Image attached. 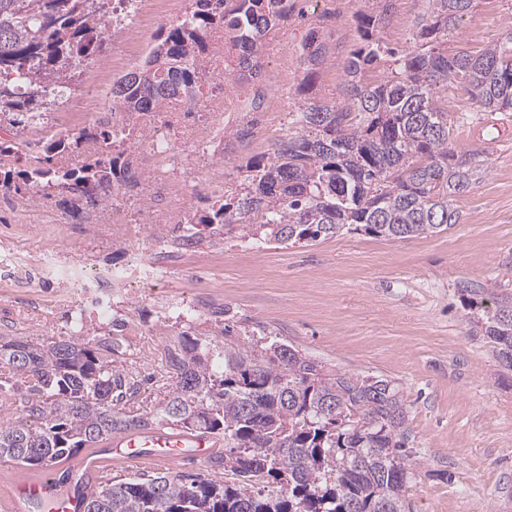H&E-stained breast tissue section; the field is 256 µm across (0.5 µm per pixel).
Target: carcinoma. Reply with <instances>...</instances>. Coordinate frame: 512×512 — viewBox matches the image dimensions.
<instances>
[{
    "label": "carcinoma",
    "mask_w": 512,
    "mask_h": 512,
    "mask_svg": "<svg viewBox=\"0 0 512 512\" xmlns=\"http://www.w3.org/2000/svg\"><path fill=\"white\" fill-rule=\"evenodd\" d=\"M106 0H0V124L22 136L70 89L74 70L120 33L125 18H106ZM475 0H431L419 44L394 57L392 75L365 85L358 74L384 54L375 24L362 18L363 44L346 68L359 120L327 103L302 112L303 133L247 167L244 186L209 215L186 218L195 229L236 227L243 238L296 244L344 230L407 239L459 223L455 198L486 172L481 152L450 147L454 113L439 106L438 85L455 81L485 112H512V33L473 53L448 54L437 38ZM288 18V0H195L156 37L144 65L112 82V104L135 128L144 112L194 100L202 88L208 36H228L229 71L258 75L263 37ZM104 153L77 169L54 156L83 136L52 141L16 177L46 197L54 190L110 186L127 175L112 129L93 134ZM512 297L468 317L512 371ZM113 345L82 330L52 341L0 337V388L14 378L31 396L24 414L0 422V457L20 466H57L82 448L128 430L159 425L224 439L216 463L232 480L165 472L99 483L83 512H410L416 463L405 449L406 412L384 379L358 381L281 345L256 350L234 342L215 352L184 335L167 352L172 384L152 412L119 408L135 386L112 367Z\"/></svg>",
    "instance_id": "cac0c4a2"
}]
</instances>
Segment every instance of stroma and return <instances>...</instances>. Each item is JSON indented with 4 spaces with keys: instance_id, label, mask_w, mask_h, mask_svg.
<instances>
[{
    "instance_id": "1",
    "label": "stroma",
    "mask_w": 512,
    "mask_h": 512,
    "mask_svg": "<svg viewBox=\"0 0 512 512\" xmlns=\"http://www.w3.org/2000/svg\"><path fill=\"white\" fill-rule=\"evenodd\" d=\"M374 0H295L285 21L267 35L261 74L251 78L225 69L224 31L214 29L207 71L223 91L224 104L211 108V93L195 101L175 100L196 135L218 146L208 159L207 184L195 198L167 199L157 222L171 215L205 214L239 190L245 167L273 152L281 139L301 130L305 104L329 103L355 112L344 90L346 68L359 47V16ZM429 0H393L378 27L380 40L396 52L408 50ZM184 15L181 0H143L122 34L75 70L69 99L50 112L61 138L82 136L79 148L58 155L57 165L80 167L97 146L92 135L111 123V98L97 114L79 112L72 102L111 87L113 80L142 64L162 26ZM512 19V0H475L473 10L451 30L443 46L479 51L502 40ZM319 28L322 55L308 68L303 44ZM309 89H302L304 76ZM442 104L458 115L450 134L459 152L480 150L488 169L456 201L461 218L448 230L404 240L346 232L312 243L279 245L245 241L236 229L211 234L201 228L200 247L209 259L169 270L160 288L137 289L116 319L132 323L134 336L97 329L98 338L117 341V367L138 381L137 408H155L168 389L164 355L183 333L223 344L253 348L279 343L298 350L326 369L390 381L407 411L408 448L416 463L409 492L413 512H512V371L503 370L486 337L466 321L470 302L489 294H512V112L498 113L503 127L483 134L488 119L461 84H440ZM0 203V235L20 244L58 243L69 257L93 256L104 264L126 261L130 252L150 251L139 202L124 199L131 223L140 230L121 237L111 218L84 219L82 193L32 190ZM482 285L464 301L460 282ZM196 299L193 322L176 320L165 302ZM68 307L35 286L19 292L0 287V336L39 341L75 330Z\"/></svg>"
}]
</instances>
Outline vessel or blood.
<instances>
[{
    "label": "vessel or blood",
    "instance_id": "1",
    "mask_svg": "<svg viewBox=\"0 0 512 512\" xmlns=\"http://www.w3.org/2000/svg\"><path fill=\"white\" fill-rule=\"evenodd\" d=\"M215 444L210 435L187 434L177 429L122 432L99 448L96 458L83 460L68 482L21 476L0 500L5 503L6 512H81L87 486L111 478V470L101 468V461L156 464L201 459L210 455Z\"/></svg>",
    "mask_w": 512,
    "mask_h": 512
}]
</instances>
